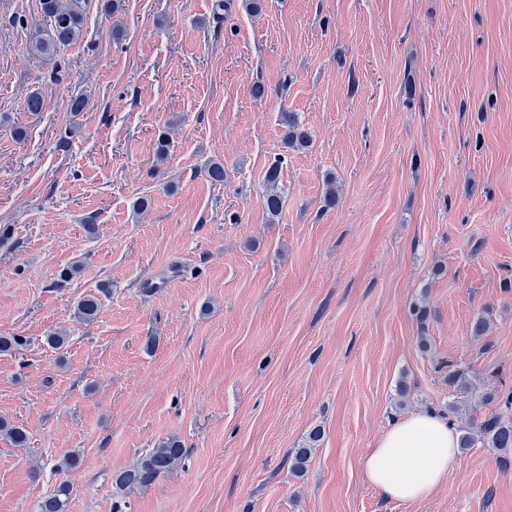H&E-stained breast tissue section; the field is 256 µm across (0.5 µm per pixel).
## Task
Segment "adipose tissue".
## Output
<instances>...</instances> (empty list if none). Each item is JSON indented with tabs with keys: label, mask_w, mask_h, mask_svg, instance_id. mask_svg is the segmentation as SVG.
<instances>
[{
	"label": "adipose tissue",
	"mask_w": 512,
	"mask_h": 512,
	"mask_svg": "<svg viewBox=\"0 0 512 512\" xmlns=\"http://www.w3.org/2000/svg\"><path fill=\"white\" fill-rule=\"evenodd\" d=\"M458 465L455 429L437 414L422 411L395 422L363 461L367 480L401 502L431 497Z\"/></svg>",
	"instance_id": "ef3b65f1"
}]
</instances>
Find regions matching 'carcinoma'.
I'll return each mask as SVG.
<instances>
[{"label":"carcinoma","instance_id":"1","mask_svg":"<svg viewBox=\"0 0 512 512\" xmlns=\"http://www.w3.org/2000/svg\"><path fill=\"white\" fill-rule=\"evenodd\" d=\"M93 0H40L42 20L46 25V34L34 37L28 45L29 51L36 56H50L60 47L77 43L84 32L86 15ZM288 145L305 148L308 135L298 125L297 118L288 115ZM280 162L270 165L265 175L266 190L261 203L270 217L277 216L283 206L282 195L278 190ZM98 297L88 294L76 304V315L85 322L95 320L99 311ZM474 377L471 371L448 364V386L457 394H464L473 387ZM485 401L495 403L500 411L476 419L468 420L458 427V447L465 451L477 444L497 451L496 464L504 471L512 470V417L506 416L512 411V387L494 389L485 396ZM0 435L14 445L24 447L28 443L26 430L0 419ZM321 440V430L310 434L308 443L294 450L290 456V469L297 476H303L310 463L316 443ZM186 449L175 437L162 440L155 448L141 457L131 467L116 473L113 482L118 490L131 493L152 485L161 476L176 469L185 455ZM70 486L60 484L53 494L41 505V512H67Z\"/></svg>","mask_w":512,"mask_h":512}]
</instances>
